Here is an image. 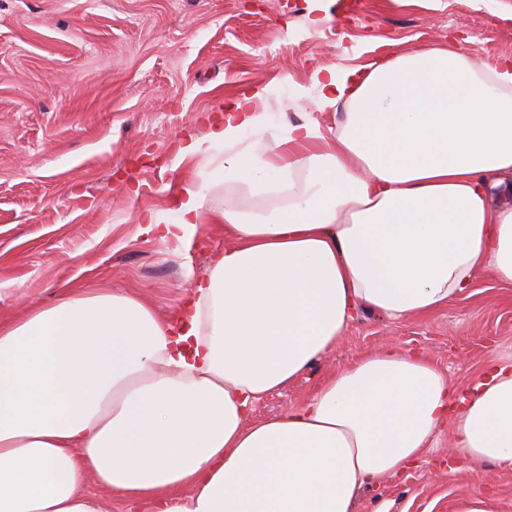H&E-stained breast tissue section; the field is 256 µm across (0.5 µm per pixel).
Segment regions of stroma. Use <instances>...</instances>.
<instances>
[{
	"label": "stroma",
	"mask_w": 512,
	"mask_h": 512,
	"mask_svg": "<svg viewBox=\"0 0 512 512\" xmlns=\"http://www.w3.org/2000/svg\"><path fill=\"white\" fill-rule=\"evenodd\" d=\"M483 66L512 61V0H0V324L80 287L130 291L164 319L224 251L220 224L189 250L140 232L142 213L175 221L180 184L204 170L177 142L203 134L225 104L253 87L265 147L289 122L336 127L319 109L314 73L338 66L364 77L397 53L433 43ZM418 350L450 387L470 385L487 360L512 361V286L485 271L426 316L391 321L359 311L335 349L286 388L256 401L258 421L288 411L366 354ZM438 434L417 466L367 486L358 512H458L478 491L512 512V472L443 466Z\"/></svg>",
	"instance_id": "obj_1"
}]
</instances>
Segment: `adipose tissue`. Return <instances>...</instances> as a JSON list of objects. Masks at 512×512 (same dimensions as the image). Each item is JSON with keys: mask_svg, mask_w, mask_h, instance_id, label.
I'll list each match as a JSON object with an SVG mask.
<instances>
[{"mask_svg": "<svg viewBox=\"0 0 512 512\" xmlns=\"http://www.w3.org/2000/svg\"><path fill=\"white\" fill-rule=\"evenodd\" d=\"M330 135L287 124L264 150L263 89L223 108L182 159L212 182L177 191L178 219L141 223L182 246L229 238L168 319L131 293L75 290L0 325V512H106L86 484L154 512H354L360 491L450 429L452 460L512 471V363L454 397L422 355L388 346L284 414L250 405L332 350L359 309L431 313L488 271L512 285V65L428 46L362 80L313 77ZM277 199L207 208L213 183Z\"/></svg>", "mask_w": 512, "mask_h": 512, "instance_id": "adipose-tissue-1", "label": "adipose tissue"}]
</instances>
